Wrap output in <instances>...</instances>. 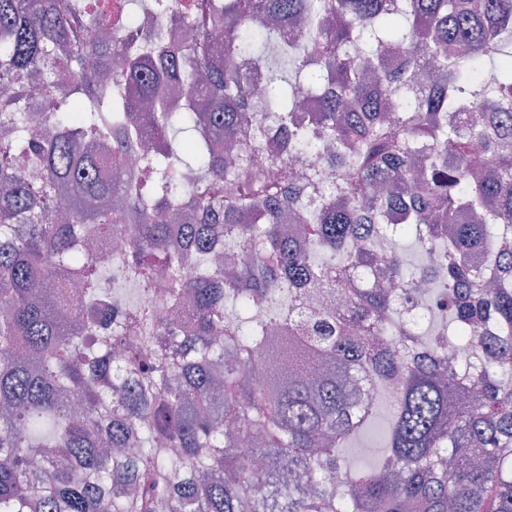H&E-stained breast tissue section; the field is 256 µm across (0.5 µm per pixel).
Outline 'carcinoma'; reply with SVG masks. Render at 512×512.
I'll list each match as a JSON object with an SVG mask.
<instances>
[{
  "label": "carcinoma",
  "instance_id": "carcinoma-1",
  "mask_svg": "<svg viewBox=\"0 0 512 512\" xmlns=\"http://www.w3.org/2000/svg\"><path fill=\"white\" fill-rule=\"evenodd\" d=\"M128 2L154 41L0 0V512H512V0H215L170 47L161 0ZM147 133L137 179L96 177L99 144L118 173ZM115 234L106 269L82 250ZM323 288L341 305H306ZM374 380L392 426L354 467Z\"/></svg>",
  "mask_w": 512,
  "mask_h": 512
}]
</instances>
